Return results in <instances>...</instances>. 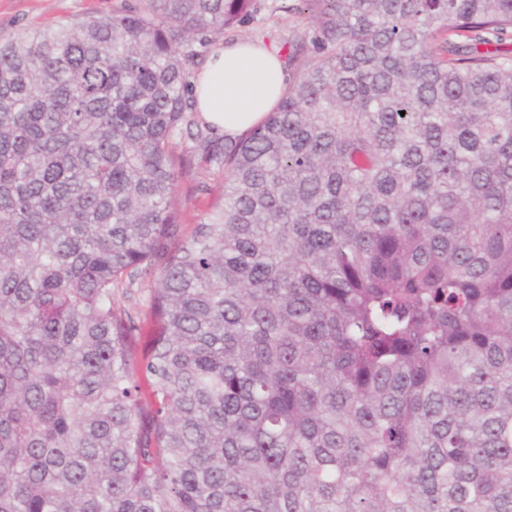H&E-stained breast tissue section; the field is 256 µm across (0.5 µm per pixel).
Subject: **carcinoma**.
<instances>
[{"label":"carcinoma","mask_w":512,"mask_h":512,"mask_svg":"<svg viewBox=\"0 0 512 512\" xmlns=\"http://www.w3.org/2000/svg\"><path fill=\"white\" fill-rule=\"evenodd\" d=\"M302 2L229 142L191 65L256 0L0 41V512H512V0ZM194 174L183 175L176 186L175 205L181 215V231L189 233L209 212L224 203V170H203L204 163L194 154ZM132 298L125 299L121 294V288L119 293H117V299L119 303L125 304L127 308H130L134 317L141 319V326L143 336L141 337V341L143 342L151 333L152 325L149 319V309H148V296H149V287L148 282L139 280L137 283L131 288Z\"/></svg>","instance_id":"cac0c4a2"}]
</instances>
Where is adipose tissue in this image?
Instances as JSON below:
<instances>
[{
  "mask_svg": "<svg viewBox=\"0 0 512 512\" xmlns=\"http://www.w3.org/2000/svg\"><path fill=\"white\" fill-rule=\"evenodd\" d=\"M285 90L277 51L249 41L219 46L193 81L196 112L229 137L262 121Z\"/></svg>",
  "mask_w": 512,
  "mask_h": 512,
  "instance_id": "ef3b65f1",
  "label": "adipose tissue"
}]
</instances>
